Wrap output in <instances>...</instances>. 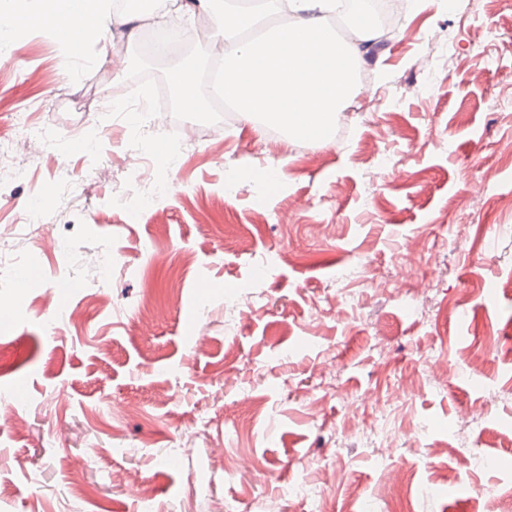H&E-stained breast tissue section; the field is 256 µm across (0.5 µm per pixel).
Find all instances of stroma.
I'll use <instances>...</instances> for the list:
<instances>
[{
	"instance_id": "1",
	"label": "stroma",
	"mask_w": 512,
	"mask_h": 512,
	"mask_svg": "<svg viewBox=\"0 0 512 512\" xmlns=\"http://www.w3.org/2000/svg\"><path fill=\"white\" fill-rule=\"evenodd\" d=\"M129 30L0 44V135L20 113L63 146L0 179L5 272H37L0 290V396L26 380L0 512H512V11L416 0L321 144L173 105L197 129L168 140L136 76L212 47ZM267 166L273 190L247 175ZM36 208L45 228L8 232ZM105 244L117 266L87 261ZM57 306L76 323L48 328Z\"/></svg>"
}]
</instances>
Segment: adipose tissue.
<instances>
[{
    "mask_svg": "<svg viewBox=\"0 0 512 512\" xmlns=\"http://www.w3.org/2000/svg\"><path fill=\"white\" fill-rule=\"evenodd\" d=\"M98 0H29L27 28L68 33L92 23ZM200 6L215 18L208 38L219 46L221 71L215 97L242 119L268 120L302 140L325 141L337 110L356 95L351 73L358 45L375 38L366 17L352 24L354 42L338 44L328 14L336 0H263L283 16L272 34L258 32L255 9L241 0H159L157 17L184 14Z\"/></svg>",
    "mask_w": 512,
    "mask_h": 512,
    "instance_id": "adipose-tissue-1",
    "label": "adipose tissue"
}]
</instances>
